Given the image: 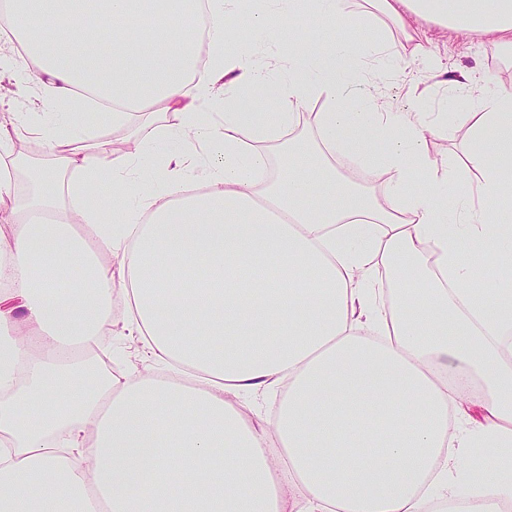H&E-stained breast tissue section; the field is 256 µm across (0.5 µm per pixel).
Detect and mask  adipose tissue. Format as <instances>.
<instances>
[{"mask_svg":"<svg viewBox=\"0 0 512 512\" xmlns=\"http://www.w3.org/2000/svg\"><path fill=\"white\" fill-rule=\"evenodd\" d=\"M374 2L191 0L201 33L155 0H0V80L42 114L0 125V512H498L512 495V91L467 77L473 111L397 110L382 77L429 49L374 19L512 51V0ZM303 10L314 28L263 53ZM242 14L245 42L227 28ZM86 83L99 127L175 120L124 154L88 147L57 109ZM447 124L449 170L427 155ZM18 137L56 160L26 199ZM160 141L162 182L142 165ZM358 163L378 193L348 184ZM415 166L432 192L410 191ZM61 173L81 208L57 204ZM116 309L166 376L88 386L81 357ZM265 395L255 419L240 399Z\"/></svg>","mask_w":512,"mask_h":512,"instance_id":"1","label":"adipose tissue"}]
</instances>
